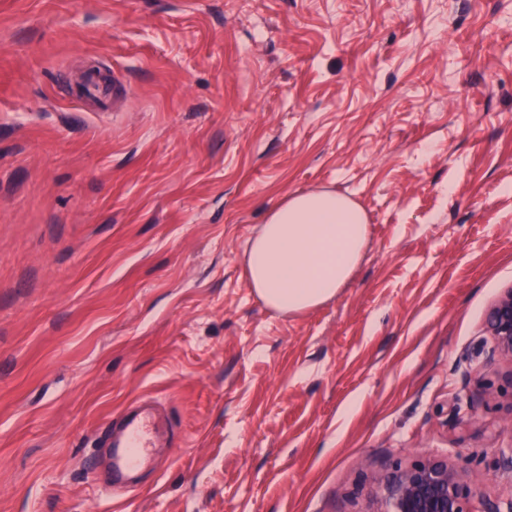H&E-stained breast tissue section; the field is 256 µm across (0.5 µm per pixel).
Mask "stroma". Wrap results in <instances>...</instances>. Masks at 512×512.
<instances>
[{
    "instance_id": "1",
    "label": "stroma",
    "mask_w": 512,
    "mask_h": 512,
    "mask_svg": "<svg viewBox=\"0 0 512 512\" xmlns=\"http://www.w3.org/2000/svg\"><path fill=\"white\" fill-rule=\"evenodd\" d=\"M368 237L282 314L287 196ZM512 0H0V512H366L426 457L512 499ZM155 399L135 488L83 462ZM365 223L362 210L346 196L318 191L286 198L245 252L250 288L281 313L333 299L361 259ZM486 329L493 341L490 357L512 364V289L504 292L486 313Z\"/></svg>"
}]
</instances>
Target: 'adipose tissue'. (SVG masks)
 I'll return each instance as SVG.
<instances>
[{
  "label": "adipose tissue",
  "instance_id": "obj_1",
  "mask_svg": "<svg viewBox=\"0 0 512 512\" xmlns=\"http://www.w3.org/2000/svg\"><path fill=\"white\" fill-rule=\"evenodd\" d=\"M367 226L349 197L318 191L286 198L245 252L250 287L270 308L301 312L333 299L359 263Z\"/></svg>",
  "mask_w": 512,
  "mask_h": 512
}]
</instances>
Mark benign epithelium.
Wrapping results in <instances>:
<instances>
[{"instance_id": "7a95c632", "label": "benign epithelium", "mask_w": 512, "mask_h": 512, "mask_svg": "<svg viewBox=\"0 0 512 512\" xmlns=\"http://www.w3.org/2000/svg\"><path fill=\"white\" fill-rule=\"evenodd\" d=\"M493 341L490 357L512 363V289L504 292L486 313ZM478 483L467 473L431 457L395 467L377 480L378 512H476Z\"/></svg>"}]
</instances>
